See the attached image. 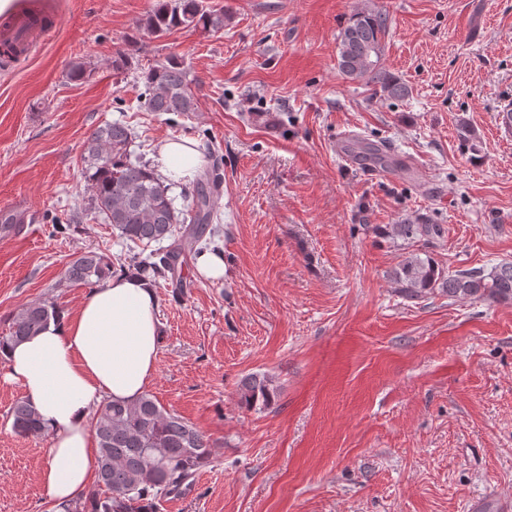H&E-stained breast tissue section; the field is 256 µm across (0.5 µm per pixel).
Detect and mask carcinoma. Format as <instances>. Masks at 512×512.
Here are the masks:
<instances>
[{
  "label": "carcinoma",
  "mask_w": 512,
  "mask_h": 512,
  "mask_svg": "<svg viewBox=\"0 0 512 512\" xmlns=\"http://www.w3.org/2000/svg\"><path fill=\"white\" fill-rule=\"evenodd\" d=\"M389 16L379 9L354 14L338 37L337 68L346 79H367L373 91L388 99H404L411 89L404 81L381 67L382 43L389 30ZM150 34L162 37L178 28H200L218 32L224 28V12L206 11L199 0H157L142 22ZM144 104L150 112H180L187 116L198 110L189 72L181 57L171 54L142 73ZM460 145L478 152L477 138L463 122L458 128ZM131 129L112 122L98 127L83 148L85 179L92 191L91 209L104 216L117 236L148 246L175 237L176 225L190 222L201 228L184 243L142 258L132 256L133 268L152 280L173 279L185 245L199 244L215 229L207 210L210 181L198 180L188 191L187 209L179 210L167 184L147 163L131 160ZM440 233L437 224H394L392 236L404 241ZM125 267H116L105 255L85 251L71 261L64 279L75 285L100 286ZM398 293L420 298L439 289L459 299L491 298L512 302V263H502L489 273L481 270L447 274L430 256L410 254L394 271ZM57 306L40 300L24 305L9 318L8 334L0 336V347L34 334L51 320L60 318ZM275 390L267 377L252 376L241 387V401L251 406L268 404ZM15 434L39 437L38 418L30 405L20 400L10 409ZM98 457L94 488L60 506L62 512H158L159 503L190 485L195 475L212 460L210 440L180 415L166 410L153 395L143 394L134 403L107 401L95 414Z\"/></svg>",
  "instance_id": "obj_1"
}]
</instances>
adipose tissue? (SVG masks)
Here are the masks:
<instances>
[{"label":"adipose tissue","mask_w":512,"mask_h":512,"mask_svg":"<svg viewBox=\"0 0 512 512\" xmlns=\"http://www.w3.org/2000/svg\"><path fill=\"white\" fill-rule=\"evenodd\" d=\"M158 163L172 181L201 164L197 148L169 140ZM161 343L158 299L149 278L113 277L90 291L74 317L49 322L1 353L49 439L40 482L54 503L75 499L94 480L95 412L106 401H136L155 376Z\"/></svg>","instance_id":"adipose-tissue-1"}]
</instances>
